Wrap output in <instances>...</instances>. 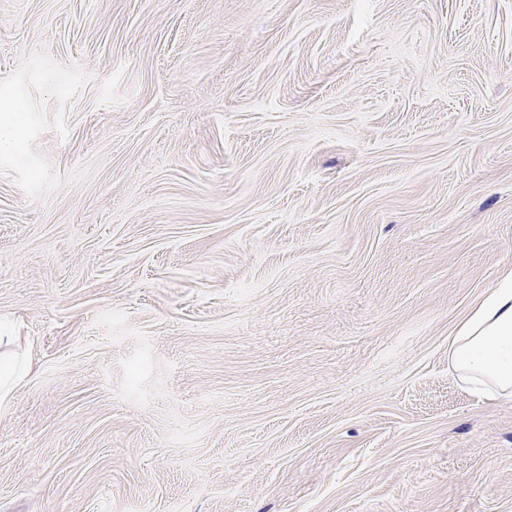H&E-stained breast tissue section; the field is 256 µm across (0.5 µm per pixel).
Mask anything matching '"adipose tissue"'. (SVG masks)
<instances>
[{"label":"adipose tissue","instance_id":"ef3b65f1","mask_svg":"<svg viewBox=\"0 0 512 512\" xmlns=\"http://www.w3.org/2000/svg\"><path fill=\"white\" fill-rule=\"evenodd\" d=\"M448 361L469 390L512 397V277L478 302L449 338Z\"/></svg>","mask_w":512,"mask_h":512}]
</instances>
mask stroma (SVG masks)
<instances>
[{"instance_id": "stroma-1", "label": "stroma", "mask_w": 512, "mask_h": 512, "mask_svg": "<svg viewBox=\"0 0 512 512\" xmlns=\"http://www.w3.org/2000/svg\"><path fill=\"white\" fill-rule=\"evenodd\" d=\"M511 272L512 0H0V512H512ZM448 361L469 390L512 397V276L478 302L450 336ZM29 365L25 359L14 355L2 360L0 366V404L1 409L15 391L17 385L27 377Z\"/></svg>"}]
</instances>
